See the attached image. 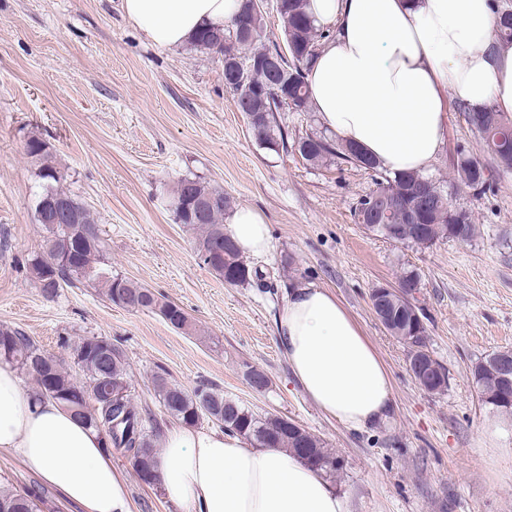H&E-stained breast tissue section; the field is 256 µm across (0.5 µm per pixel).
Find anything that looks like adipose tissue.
<instances>
[{
    "mask_svg": "<svg viewBox=\"0 0 512 512\" xmlns=\"http://www.w3.org/2000/svg\"><path fill=\"white\" fill-rule=\"evenodd\" d=\"M239 0H123L153 45L189 42L220 27ZM334 27L305 75L312 109L337 139L394 171H425L445 138L446 103L512 114V46L495 45L490 0H310ZM242 255L271 250L262 214L243 207L224 227ZM278 344L296 385L327 417L363 432L386 422L393 388L377 350L335 294L290 287L276 314ZM0 450L82 512H131L126 482L101 436L54 400L38 399L0 364ZM155 469L164 496L184 512H345L322 474L283 448L231 432L174 425Z\"/></svg>",
    "mask_w": 512,
    "mask_h": 512,
    "instance_id": "ef3b65f1",
    "label": "adipose tissue"
}]
</instances>
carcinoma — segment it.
<instances>
[{"label": "carcinoma", "mask_w": 512, "mask_h": 512, "mask_svg": "<svg viewBox=\"0 0 512 512\" xmlns=\"http://www.w3.org/2000/svg\"><path fill=\"white\" fill-rule=\"evenodd\" d=\"M309 0H282L279 20L281 38L294 48L291 56L296 77L288 78L272 74L260 67L255 70L253 80L268 91L264 97L257 96L248 106L237 104L239 111L263 112L268 105L281 108L276 101L279 84L288 83V99L297 110L310 111L309 97L304 81V72L314 58L318 42L330 37L308 12ZM264 17L251 15L248 0H242L238 13L224 23V28H202L190 41V45L205 53H224V38L235 37L230 45L239 54L265 55L276 50V45L262 43ZM495 34L498 40L512 44V13L502 12L496 20ZM452 108L462 112L468 122L486 142L494 164L488 165L476 158L453 164L452 188H467L480 192L491 185L496 169L512 170V116L487 105L480 112H469L467 107L454 102ZM252 137L267 144L271 150L277 146L288 151V134L271 113V122L257 128L249 127ZM26 151L39 163V176L50 183L38 201L53 195L73 196L51 183L59 182L61 171L55 166L54 151L47 142L37 136L28 139ZM303 160L312 165L333 163L335 160L354 162L359 158L367 162L365 169L374 172V189L369 197L379 203L378 214L382 224L365 229L386 239L406 245L427 248L436 241L448 238L460 243L472 241L480 233L471 215L463 216L458 223L457 214L448 211V192L426 176L414 172H392L376 160L365 156L357 148L341 143L324 134L306 136V149L300 151ZM193 199H212L214 205L200 213L196 210L176 215L178 223L190 227L197 233V250L207 249L220 242L212 261L206 267L224 282L232 286H244L260 282V272L243 258L233 240L224 233V215L231 209V199L219 187L206 185L190 177L180 178L173 191L171 202L191 205ZM80 223L61 224L53 220V211L35 208L36 220L44 231L40 249L29 261L32 279L48 298L57 296L60 288L72 287L81 282H98L106 288L111 302L116 298L132 303L131 311H147L158 315L170 311V325L182 333L195 330L188 314L177 304L153 296L146 303L137 302L148 288L118 274L105 263L104 244L100 236L87 242L83 236L96 220L89 209L76 203ZM77 244L75 253L64 263L52 262L53 254L66 243ZM396 320L392 329L400 335L410 337L407 348L428 343L427 329L417 333L411 331V321L403 307L392 304ZM86 351L71 356V362L83 373L86 383L75 382L64 368L63 359L48 355L20 330L0 327V359L16 366L21 373L32 378L36 395L56 400L85 425L97 431L104 439L105 448L121 449L134 462L139 480L147 485L158 482L152 461L162 429L159 423H145L140 410L130 394L131 384L128 363L122 351L106 336H86L80 340ZM100 377L109 379L112 386L121 387L108 399L91 395L86 385ZM153 387L167 415L174 421L196 426L204 419H216L226 431L235 432L257 444L272 448H289L317 470L330 473L336 470V459L324 443L294 421L282 416L261 417L238 402L224 398L221 391L207 385L192 389L168 384L164 375L153 379ZM43 492L36 488L22 491L6 486L0 487V512H38Z\"/></svg>", "instance_id": "obj_1"}]
</instances>
